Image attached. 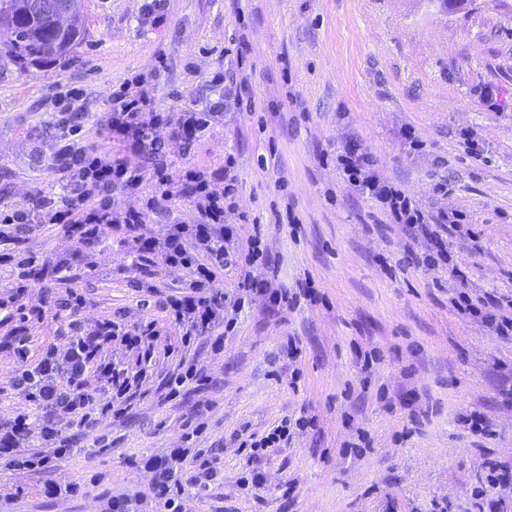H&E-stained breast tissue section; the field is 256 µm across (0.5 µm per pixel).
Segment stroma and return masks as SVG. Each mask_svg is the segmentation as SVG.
<instances>
[{"mask_svg":"<svg viewBox=\"0 0 512 512\" xmlns=\"http://www.w3.org/2000/svg\"><path fill=\"white\" fill-rule=\"evenodd\" d=\"M142 3L85 0L81 41L49 64H15L0 32V204L61 194L50 165L59 87L80 89L90 141L105 148L99 119L113 92L142 76L156 111L218 104L191 152L158 128L169 165L233 161L237 193L224 221L238 226L242 250L261 233L254 275L309 284L317 296L274 312L263 298L246 301L223 351L205 340L191 350L207 384L187 383L172 399L163 353L179 343L168 329L127 412L76 433L73 453L46 473L0 474L13 494L0 512H100L110 497L146 492L147 461L183 447L191 419L205 424L193 445L213 478L204 487L185 469L184 512H512V473L486 485L488 462L512 465V336L460 314L448 294L456 266L470 293L512 296V0H474L467 13L439 0H167L158 27L142 21ZM217 72L230 86L246 79V103H218L208 86ZM490 94L497 110L486 106ZM409 130L422 149L411 148ZM465 131L481 156L466 152ZM350 140L423 210L467 214L470 232L386 223L336 166ZM439 178L447 196L432 194ZM436 237L452 264L425 263ZM0 246L47 267L25 306L77 289L90 328L105 317L127 327L162 320L157 295L186 279L160 257L138 258L115 229L79 246L39 223ZM18 319L14 307L0 310L2 422L27 407L10 383ZM68 319L50 310L26 323L30 358ZM286 415L307 423L247 465L242 441ZM75 482L78 496L48 491Z\"/></svg>","mask_w":512,"mask_h":512,"instance_id":"1","label":"stroma"}]
</instances>
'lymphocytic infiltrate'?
<instances>
[{"mask_svg": "<svg viewBox=\"0 0 512 512\" xmlns=\"http://www.w3.org/2000/svg\"><path fill=\"white\" fill-rule=\"evenodd\" d=\"M58 113L53 171L65 192L62 195L31 194L20 207L0 210V236L22 233L30 228L32 216L61 226L65 235L83 244L99 239L110 228H121L136 251L158 254L166 265L186 270L188 278L181 291L159 300L164 322L149 321L125 330L111 319L96 322L86 329L74 319L63 346H50L37 360H29L24 344H17L18 367L13 385L27 403L42 413L41 445L29 447L31 438L26 415L0 424V459L8 466L31 474L46 470L50 457H64L72 447L66 428H93L95 421L120 415L134 398L146 378L147 360L163 334L164 325L178 329L182 347L193 346L200 338L211 337L213 348H221L223 338L216 335L217 321L231 319L232 311L223 291L214 288L218 273L237 261H244L238 292L241 296H265L274 308H294L297 294L288 288H274L257 280L250 270L263 254L259 237H252L247 253L234 247L236 227L225 224L224 204L236 192L230 167L205 171L185 166L170 172L161 164L165 140L156 134L158 126L170 130V138L191 151L198 133L208 128L213 110L188 107L182 111L158 112L144 79L122 86L113 97L104 129L115 152L109 153L89 143L82 124L73 120L85 107L78 95L64 93ZM337 159L348 186L375 201L394 224L420 227L431 217L401 189L381 180L370 158L357 143L346 144ZM149 190L147 208L155 209L189 193L195 203L192 222L170 225L163 238L146 235L143 211L117 210L118 196ZM146 208V209H147ZM465 276L455 271L450 287L454 307L464 315L489 321L497 335H512V299L504 301L490 295H473L464 287ZM137 351L143 363L132 370L113 361L108 350L113 341ZM96 377L109 391L101 402L86 390L89 377ZM188 449L177 448L171 462L157 476L153 493L163 500L167 512H183L179 497V469L186 463Z\"/></svg>", "mask_w": 512, "mask_h": 512, "instance_id": "lymphocytic-infiltrate-1", "label": "lymphocytic infiltrate"}]
</instances>
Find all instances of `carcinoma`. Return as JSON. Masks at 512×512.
<instances>
[{"label":"carcinoma","instance_id":"obj_1","mask_svg":"<svg viewBox=\"0 0 512 512\" xmlns=\"http://www.w3.org/2000/svg\"><path fill=\"white\" fill-rule=\"evenodd\" d=\"M41 0H0V20L15 35L8 53L13 60L45 63L69 54L83 34V23L72 29H61L49 14H37Z\"/></svg>","mask_w":512,"mask_h":512}]
</instances>
